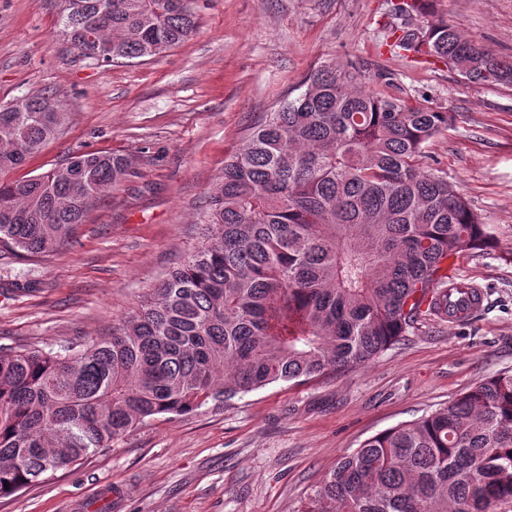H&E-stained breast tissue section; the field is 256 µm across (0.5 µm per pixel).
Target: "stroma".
I'll list each match as a JSON object with an SVG mask.
<instances>
[{"label": "stroma", "instance_id": "35a3bbf8", "mask_svg": "<svg viewBox=\"0 0 512 512\" xmlns=\"http://www.w3.org/2000/svg\"><path fill=\"white\" fill-rule=\"evenodd\" d=\"M197 34L131 65L100 66L59 33V0H0V103L57 94L60 136L20 180L77 150L128 156L129 176L42 258L0 248V347L108 336L202 240L208 192L249 125L295 97L313 68L353 62L362 86L441 107L451 126L426 152L495 240L452 262L487 307L460 326L420 319L353 371L275 383L133 429L110 449L0 498V512H299L367 438L447 407L512 370V87L441 61L392 54L390 0H199ZM467 39L512 58V0H436Z\"/></svg>", "mask_w": 512, "mask_h": 512}]
</instances>
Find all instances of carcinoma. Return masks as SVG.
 Instances as JSON below:
<instances>
[{"label":"carcinoma","instance_id":"obj_1","mask_svg":"<svg viewBox=\"0 0 512 512\" xmlns=\"http://www.w3.org/2000/svg\"><path fill=\"white\" fill-rule=\"evenodd\" d=\"M390 51L443 59L512 87V60L400 0ZM59 26L101 65L163 54L199 28L196 0H61ZM322 65L249 128L209 191L203 243L112 330L54 351L0 347V497L77 464L160 415L181 417L279 382L357 369L448 305L444 263L492 236L429 141L452 115ZM56 95L0 104V174L60 132ZM131 161L77 151L0 179V245L30 256L71 244ZM301 512H512V371L344 455Z\"/></svg>","mask_w":512,"mask_h":512}]
</instances>
